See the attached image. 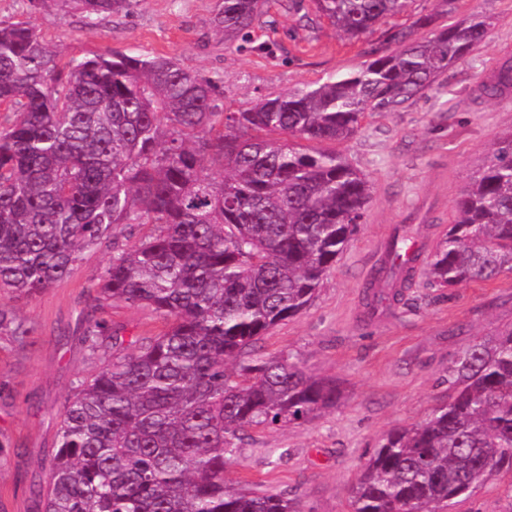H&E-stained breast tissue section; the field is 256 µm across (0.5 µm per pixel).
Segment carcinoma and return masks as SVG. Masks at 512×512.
I'll use <instances>...</instances> for the list:
<instances>
[{
	"label": "carcinoma",
	"instance_id": "carcinoma-1",
	"mask_svg": "<svg viewBox=\"0 0 512 512\" xmlns=\"http://www.w3.org/2000/svg\"><path fill=\"white\" fill-rule=\"evenodd\" d=\"M93 20L134 0H70ZM266 0H221L214 26L249 30ZM408 0H312L350 39L404 13ZM433 28L430 37L415 29ZM486 21L416 19L396 48L317 86L225 112L217 82L178 60L108 50L63 63L29 20L0 21V296L39 293L119 224H149L112 246L95 301L152 309L164 329L79 381L60 417L42 512H298L286 493L229 483L251 427L309 421L342 398L331 380L256 353L306 310L346 250L371 193L334 150L370 112L439 85L485 43ZM512 90V62L481 85ZM220 168V176L209 165ZM428 285L512 274V133L455 202ZM419 253L394 237L367 283L373 308L400 302ZM91 352L108 331L80 314ZM33 329L0 304V335ZM451 393L428 417L385 434L350 489L351 512H449L492 478L512 492V329L475 342L448 370Z\"/></svg>",
	"mask_w": 512,
	"mask_h": 512
}]
</instances>
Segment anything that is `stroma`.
I'll use <instances>...</instances> for the list:
<instances>
[{"mask_svg": "<svg viewBox=\"0 0 512 512\" xmlns=\"http://www.w3.org/2000/svg\"><path fill=\"white\" fill-rule=\"evenodd\" d=\"M219 0H138L129 11L88 21L68 0H0V19L31 18L41 39L63 59L107 50L177 58L218 81L224 111L250 107L359 69L372 50L387 52L394 27L423 15L439 24L488 19L486 42L440 78L441 86L391 112L366 116L339 150L371 182V200L349 246L312 304L258 343L263 356L284 355L336 380L344 397L317 418L282 429L249 430L231 480L258 492H287L300 512H350V484L377 442L392 429L423 421L448 398V368L478 339L512 327V275L439 291L415 272L404 303L370 310L365 285L387 258L398 229L409 230L429 257L453 224L461 190L512 133V100L490 101L478 85L512 59V0H409L405 12L349 39L317 16L301 19L290 0H273L249 41L224 39L212 24ZM112 258L109 247L84 254L70 275L29 297L0 299L33 329L28 344L0 336V512H38L34 491L48 482L59 413L80 379L104 355L130 352L131 340L158 334L149 309L105 303L118 333L92 354L80 340L78 315ZM452 512H512V496L492 480Z\"/></svg>", "mask_w": 512, "mask_h": 512, "instance_id": "35a3bbf8", "label": "stroma"}]
</instances>
